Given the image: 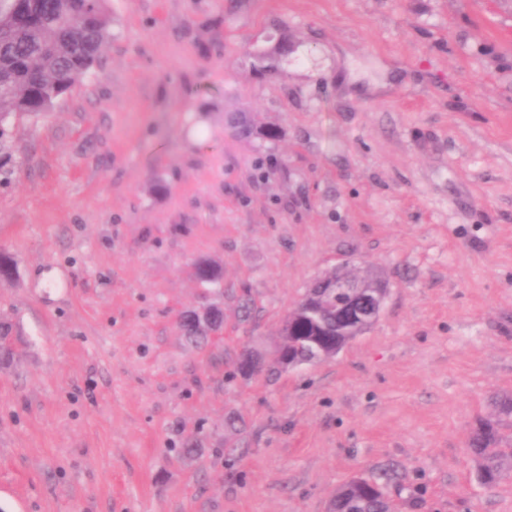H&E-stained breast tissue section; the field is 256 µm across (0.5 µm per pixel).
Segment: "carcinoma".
I'll list each match as a JSON object with an SVG mask.
<instances>
[{
  "label": "carcinoma",
  "mask_w": 512,
  "mask_h": 512,
  "mask_svg": "<svg viewBox=\"0 0 512 512\" xmlns=\"http://www.w3.org/2000/svg\"><path fill=\"white\" fill-rule=\"evenodd\" d=\"M109 0H0V139L11 117H40L52 111L59 95L95 65L110 38ZM204 285L221 283L220 268L210 260L196 264ZM293 330L281 323L276 364L285 368L332 358L353 340L343 335L336 312L317 319L303 301L292 310ZM494 414L479 418L466 445L476 461V478L484 484L512 479V392L492 397ZM384 474L354 477L338 488L327 512H395Z\"/></svg>",
  "instance_id": "cac0c4a2"
}]
</instances>
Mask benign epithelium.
I'll list each match as a JSON object with an SVG mask.
<instances>
[{"label": "benign epithelium", "instance_id": "obj_1", "mask_svg": "<svg viewBox=\"0 0 512 512\" xmlns=\"http://www.w3.org/2000/svg\"><path fill=\"white\" fill-rule=\"evenodd\" d=\"M315 287L317 302L341 312L350 330L369 329L379 320L388 291L377 279L363 283L347 275L343 265L336 268V276L317 278Z\"/></svg>", "mask_w": 512, "mask_h": 512}]
</instances>
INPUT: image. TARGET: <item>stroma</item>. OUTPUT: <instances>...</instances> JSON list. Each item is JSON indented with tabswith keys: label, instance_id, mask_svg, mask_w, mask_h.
<instances>
[{
	"label": "stroma",
	"instance_id": "stroma-1",
	"mask_svg": "<svg viewBox=\"0 0 512 512\" xmlns=\"http://www.w3.org/2000/svg\"><path fill=\"white\" fill-rule=\"evenodd\" d=\"M109 8L8 141L0 512H326L381 469L400 512H512L465 447L512 391V0ZM343 263L387 281L379 320L268 376ZM210 308L199 346L180 319Z\"/></svg>",
	"mask_w": 512,
	"mask_h": 512
}]
</instances>
